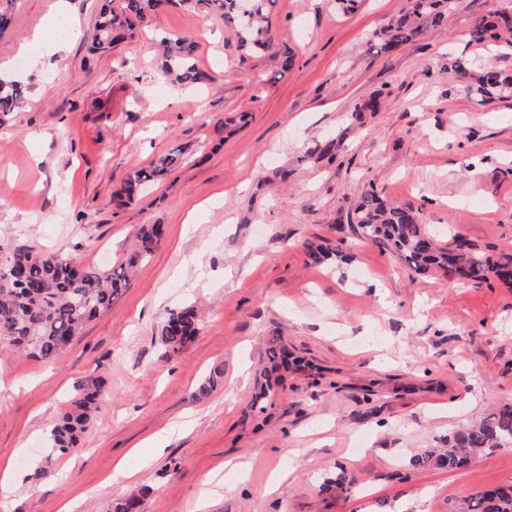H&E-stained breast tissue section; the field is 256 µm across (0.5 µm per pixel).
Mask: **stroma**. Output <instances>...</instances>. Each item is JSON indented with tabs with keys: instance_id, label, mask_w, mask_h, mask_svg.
I'll return each instance as SVG.
<instances>
[{
	"instance_id": "stroma-1",
	"label": "stroma",
	"mask_w": 512,
	"mask_h": 512,
	"mask_svg": "<svg viewBox=\"0 0 512 512\" xmlns=\"http://www.w3.org/2000/svg\"><path fill=\"white\" fill-rule=\"evenodd\" d=\"M512 0H460L420 45L377 55L375 33L409 0H277L271 26L294 53L253 58L221 18L170 8L111 53L93 52L101 0H0V72L28 102L0 115V242L109 269L134 232L159 249L110 311L55 365L0 346V470L47 475L0 512H108L143 488L142 512H453L512 483V447L468 465L413 469L459 425L512 403V286L410 272L345 231L367 191L455 234L512 253V94L481 104L444 71L451 58L512 71V48L469 44L476 20ZM79 30L50 56L36 36L57 4ZM190 36L202 79L171 84L161 37ZM378 112H356L370 97ZM250 123L221 134L237 112ZM181 164L115 206L112 193L174 150ZM194 306L181 352L156 334ZM279 337L303 369L283 371L264 414L251 407ZM100 411L66 458L47 431L86 376ZM167 440L159 452L149 441ZM135 481L111 482L118 462ZM336 484L329 493L326 477Z\"/></svg>"
}]
</instances>
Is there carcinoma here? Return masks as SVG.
Wrapping results in <instances>:
<instances>
[{
  "mask_svg": "<svg viewBox=\"0 0 512 512\" xmlns=\"http://www.w3.org/2000/svg\"><path fill=\"white\" fill-rule=\"evenodd\" d=\"M276 0H121L118 7L105 4L98 26L95 50L111 52L135 35L137 27L159 9L173 6L198 8L224 19L237 38L238 47L255 56L270 54L274 35L269 24ZM457 0H412L409 10L394 17L374 38L377 52H389L415 45L429 30L448 21ZM469 41L512 46V9L504 8L482 18L469 30ZM161 70L174 85L192 87L200 79L193 62L196 44L187 37H164ZM451 70L472 80V92L490 101L512 90V73L493 65L477 72L467 71L455 59ZM29 86L15 78L0 77V113L22 107ZM181 151L160 156L147 168L137 170L124 181L115 195L120 204H130L144 186L156 182L178 167ZM347 223L361 239L395 254L416 274H441L454 281L479 286L495 277L512 284V254H489L454 239L451 247L434 242L418 212L406 205L388 203L376 192L360 197L348 212ZM164 238L163 225L145 224L135 235L131 249L115 268L100 269L78 263L56 252L38 253L24 244H0V344H8L32 354L47 364L58 362L86 323L112 309L113 301L131 286L133 272L147 263ZM195 310H171L161 323L160 338L166 352L177 353L198 332ZM265 356L274 369L295 363L288 349L275 340ZM280 382L267 379L256 396L253 408L263 412L265 403L277 393ZM102 384L87 376L65 410L50 428L46 439L49 456L70 454L86 432L92 415L100 408ZM443 455L428 452L411 460L421 469L435 462L450 469L471 462L481 453L512 446V404H504L480 422L451 433ZM143 493L132 495L110 506L109 512H139ZM461 512H512V484L496 486L467 499Z\"/></svg>",
  "mask_w": 512,
  "mask_h": 512,
  "instance_id": "obj_1",
  "label": "carcinoma"
}]
</instances>
